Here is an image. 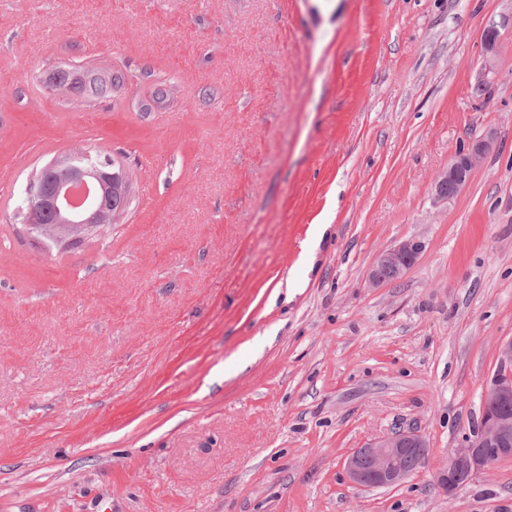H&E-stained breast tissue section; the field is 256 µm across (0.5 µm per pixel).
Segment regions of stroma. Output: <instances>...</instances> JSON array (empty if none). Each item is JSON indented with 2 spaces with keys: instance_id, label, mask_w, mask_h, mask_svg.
<instances>
[{
  "instance_id": "stroma-1",
  "label": "stroma",
  "mask_w": 512,
  "mask_h": 512,
  "mask_svg": "<svg viewBox=\"0 0 512 512\" xmlns=\"http://www.w3.org/2000/svg\"><path fill=\"white\" fill-rule=\"evenodd\" d=\"M509 14L0 0V512H512V459L452 497L436 481L512 338L511 27L482 66ZM77 65L125 83L86 104L47 89ZM79 148L123 165L132 202L106 235L48 247L13 195ZM411 237L417 263L371 285ZM409 428L423 468L353 488L344 458ZM495 147L493 134L488 132L485 135L474 138L467 146L455 153L453 160L448 163L438 175L432 187V196L438 203L447 202L458 195L468 184L473 171L482 163L484 158ZM453 184L455 195L453 193ZM448 188V192H447ZM422 250V242L413 237L383 251L371 266L369 282L372 285H379L400 278L415 265ZM384 269L390 270L393 276L384 277L382 275Z\"/></svg>"
}]
</instances>
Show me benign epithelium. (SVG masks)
Here are the masks:
<instances>
[{
	"label": "benign epithelium",
	"instance_id": "7a95c632",
	"mask_svg": "<svg viewBox=\"0 0 512 512\" xmlns=\"http://www.w3.org/2000/svg\"><path fill=\"white\" fill-rule=\"evenodd\" d=\"M496 23L489 24L483 37L484 66L490 69L495 63L494 34ZM495 147L493 134L471 140L453 156L438 175L432 187V196L438 203L450 200L448 185L460 193L468 184L473 171ZM74 156L56 160L52 168L59 171L50 195L43 191L25 189L27 206L25 226L38 239L43 237L62 247L76 244L94 234H101L123 214V210L107 212L100 199L107 195L126 198L130 195L128 180H112V158L90 159L87 164H73ZM423 244L409 238L383 251L374 260L369 282L379 285L388 281L382 275L387 269L392 279L409 271L418 260ZM499 366L506 374L495 372L485 397L512 399V338L502 342L499 349ZM428 444L417 431L398 430L353 451L345 460L350 482L357 488L381 489L398 486L408 480L413 470L411 461L426 460ZM512 458V414L482 411L480 423L462 443L448 454V467L437 473V481L452 496L461 490L471 476L490 468L495 463Z\"/></svg>",
	"mask_w": 512,
	"mask_h": 512
}]
</instances>
